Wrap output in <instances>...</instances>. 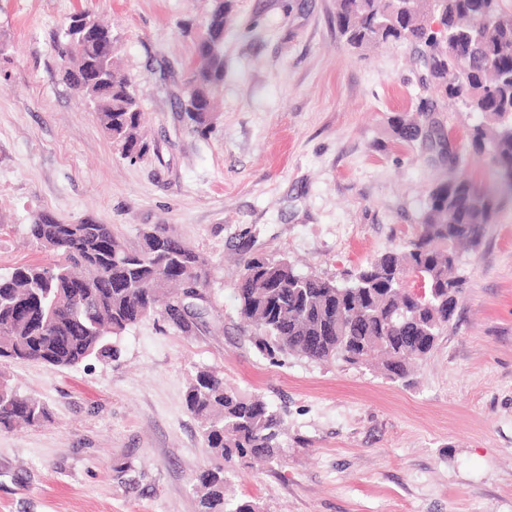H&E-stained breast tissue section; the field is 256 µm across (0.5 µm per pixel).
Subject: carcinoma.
Masks as SVG:
<instances>
[{
  "label": "carcinoma",
  "mask_w": 512,
  "mask_h": 512,
  "mask_svg": "<svg viewBox=\"0 0 512 512\" xmlns=\"http://www.w3.org/2000/svg\"><path fill=\"white\" fill-rule=\"evenodd\" d=\"M232 0H212L180 98L191 131L213 130L214 99L224 79V28ZM336 29L344 45L363 55L388 42L415 45L422 83L481 115L472 147L488 153L512 187V11L504 0H336ZM55 47L71 84L88 69L112 68V82L86 88L103 132L124 158L143 157L142 112L135 90L115 64V49L98 37L66 30ZM395 136L413 141L423 130L414 117L391 118ZM499 200L469 179L436 183L428 192L420 230L404 249L368 260L348 287L302 275L286 259L252 257L236 285L238 311L253 326L261 354L340 360L360 365L378 358L392 382H408L410 362L427 358L454 320L466 280L456 246L480 245L496 222ZM30 236L53 256L48 265L17 266L0 275V359L76 368L115 356L114 340L144 317L158 314L190 335L193 301L204 299L209 274L195 249L165 224L145 226L135 246L110 224H58L48 214L28 225ZM82 283L68 292V280ZM187 411L203 423L210 464L195 477L197 512H264L257 499L225 497L234 462L281 456L285 417L264 398L243 395L224 376L201 370L188 385ZM44 403L0 379V430L38 426Z\"/></svg>",
  "instance_id": "obj_1"
}]
</instances>
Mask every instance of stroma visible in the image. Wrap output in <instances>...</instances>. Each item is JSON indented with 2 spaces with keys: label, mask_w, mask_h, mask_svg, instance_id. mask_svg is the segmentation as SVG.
<instances>
[{
  "label": "stroma",
  "mask_w": 512,
  "mask_h": 512,
  "mask_svg": "<svg viewBox=\"0 0 512 512\" xmlns=\"http://www.w3.org/2000/svg\"><path fill=\"white\" fill-rule=\"evenodd\" d=\"M210 0H0V275L45 261L28 226L102 223L127 244L166 224L207 261L205 314L185 335L149 316L119 355L70 370L5 362L0 376L50 412L0 432V512H196L205 467L189 381L216 370L285 414L278 463L239 461L228 497L264 512H512V194L470 146L479 113L438 103V142L397 141L423 68L407 42L352 55L335 0H235L214 130L190 132L181 87ZM88 11L112 28L150 150L122 158L62 82L54 40ZM457 162H449V154ZM469 178L499 199L463 252L466 295L409 385L373 366L258 353L237 312L243 260L285 258L346 283L419 230L428 189Z\"/></svg>",
  "instance_id": "1"
}]
</instances>
